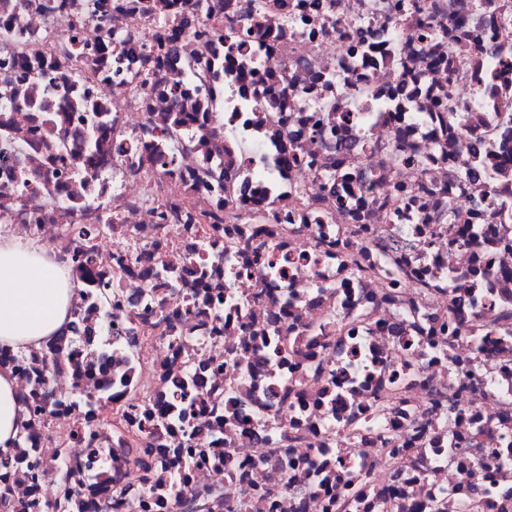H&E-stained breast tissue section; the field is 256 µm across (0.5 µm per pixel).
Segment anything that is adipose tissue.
I'll return each mask as SVG.
<instances>
[{
	"mask_svg": "<svg viewBox=\"0 0 512 512\" xmlns=\"http://www.w3.org/2000/svg\"><path fill=\"white\" fill-rule=\"evenodd\" d=\"M74 288L65 267L55 264L45 247L0 235V346L16 351L40 348L56 336L69 317ZM16 383L0 373V448L11 447L21 419Z\"/></svg>",
	"mask_w": 512,
	"mask_h": 512,
	"instance_id": "obj_1",
	"label": "adipose tissue"
}]
</instances>
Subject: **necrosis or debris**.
<instances>
[{"label": "necrosis or debris", "instance_id": "necrosis-or-debris-1", "mask_svg": "<svg viewBox=\"0 0 512 512\" xmlns=\"http://www.w3.org/2000/svg\"><path fill=\"white\" fill-rule=\"evenodd\" d=\"M89 2L0 0V234L76 283L0 493L340 512L344 448L355 512H512V0Z\"/></svg>", "mask_w": 512, "mask_h": 512}]
</instances>
